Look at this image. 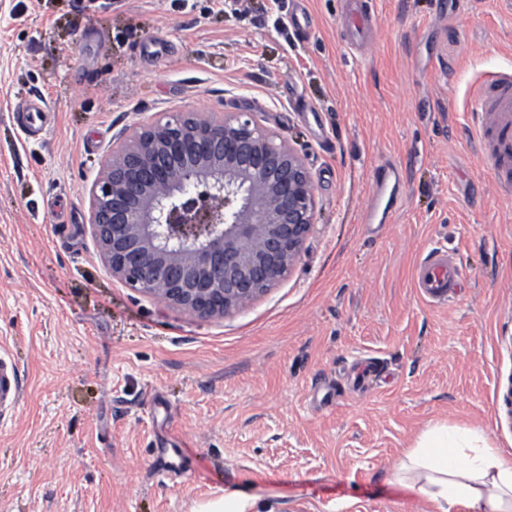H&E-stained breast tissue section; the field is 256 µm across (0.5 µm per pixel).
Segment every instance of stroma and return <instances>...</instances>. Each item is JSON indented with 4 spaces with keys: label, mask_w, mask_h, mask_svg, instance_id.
<instances>
[{
    "label": "stroma",
    "mask_w": 512,
    "mask_h": 512,
    "mask_svg": "<svg viewBox=\"0 0 512 512\" xmlns=\"http://www.w3.org/2000/svg\"><path fill=\"white\" fill-rule=\"evenodd\" d=\"M0 0V512H195L243 488L278 512H431L388 483L429 423L512 446V198L468 121L512 63L499 0ZM43 98L40 132L21 106ZM249 112L302 158L295 267L202 321L106 270V154L170 112ZM402 171L363 223L379 170ZM463 274L442 303L413 272ZM461 272L443 247L433 248L414 273V286L431 302H444L460 287ZM21 383L14 364L0 354V408L15 404L21 394Z\"/></svg>",
    "instance_id": "stroma-1"
}]
</instances>
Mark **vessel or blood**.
<instances>
[{
    "label": "vessel or blood",
    "mask_w": 512,
    "mask_h": 512,
    "mask_svg": "<svg viewBox=\"0 0 512 512\" xmlns=\"http://www.w3.org/2000/svg\"><path fill=\"white\" fill-rule=\"evenodd\" d=\"M474 139L488 150L502 186L512 185V65L484 71L475 92ZM461 272L446 249L433 248L414 273V286L430 301L442 302L459 288ZM21 383L14 364L0 354V408L15 404Z\"/></svg>",
    "instance_id": "1"
}]
</instances>
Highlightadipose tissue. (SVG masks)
<instances>
[{"label":"adipose tissue","instance_id":"ef3b65f1","mask_svg":"<svg viewBox=\"0 0 512 512\" xmlns=\"http://www.w3.org/2000/svg\"><path fill=\"white\" fill-rule=\"evenodd\" d=\"M396 485L433 512H512V453L494 447L478 428L432 423L394 468Z\"/></svg>","mask_w":512,"mask_h":512}]
</instances>
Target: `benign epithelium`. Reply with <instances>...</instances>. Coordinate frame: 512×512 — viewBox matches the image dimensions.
<instances>
[{"label":"benign epithelium","instance_id":"7a95c632","mask_svg":"<svg viewBox=\"0 0 512 512\" xmlns=\"http://www.w3.org/2000/svg\"><path fill=\"white\" fill-rule=\"evenodd\" d=\"M315 207L300 156L251 114L178 112L106 157L90 226L113 277L211 320L292 270Z\"/></svg>","mask_w":512,"mask_h":512}]
</instances>
